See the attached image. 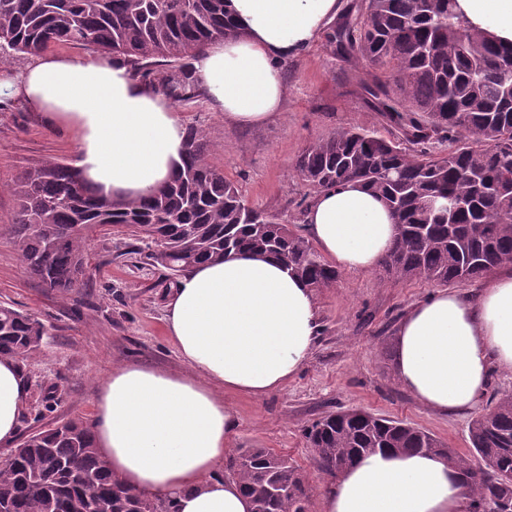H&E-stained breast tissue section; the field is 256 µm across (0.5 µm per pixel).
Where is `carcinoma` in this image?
<instances>
[{
    "label": "carcinoma",
    "mask_w": 512,
    "mask_h": 512,
    "mask_svg": "<svg viewBox=\"0 0 512 512\" xmlns=\"http://www.w3.org/2000/svg\"><path fill=\"white\" fill-rule=\"evenodd\" d=\"M226 0H0V52L36 55L60 45L108 53L174 103L200 96L190 60L237 26ZM357 15L333 28L347 47L367 104L396 129L336 131L306 147L294 163L313 190L359 181L397 220L398 236L381 267L399 281L437 285L472 281L512 265V46L470 30L453 0H361ZM197 126L185 130L177 173L145 198L104 197L74 186L77 169L45 162L6 184L18 201L13 227L24 270L50 290L65 291L85 271L87 241L106 227L140 243L160 269L154 287L167 297L195 266L230 254H267L314 289L328 288L336 268L280 215L246 203L210 157ZM458 199L448 210L430 202ZM42 321L0 305V357L24 363L38 354ZM321 473L331 477L377 452L421 453L455 468L468 512L512 505V393L495 399L469 425L471 448H447L409 423L358 409L329 414L306 429ZM90 478L78 482L73 471ZM254 512H308L305 475L288 457L264 448L229 458ZM7 512H174L173 502L133 493L98 454L92 427L71 419L24 433L0 461Z\"/></svg>",
    "instance_id": "carcinoma-1"
}]
</instances>
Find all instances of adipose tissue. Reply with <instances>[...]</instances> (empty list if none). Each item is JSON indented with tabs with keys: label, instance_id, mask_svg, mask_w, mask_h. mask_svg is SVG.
<instances>
[{
	"label": "adipose tissue",
	"instance_id": "1",
	"mask_svg": "<svg viewBox=\"0 0 512 512\" xmlns=\"http://www.w3.org/2000/svg\"><path fill=\"white\" fill-rule=\"evenodd\" d=\"M237 35L192 62L209 106L241 126L267 123L285 98L283 66L305 53L340 0H228ZM456 14L493 42L512 45V0H455ZM13 96L53 126L74 129V166L101 195L141 197L182 163L185 127L171 101L112 55L32 56ZM306 227L345 272L376 269L398 233L382 199L357 182L315 194ZM313 288L272 256L239 254L195 267L173 288L166 329L183 373L134 363L100 386L95 446L126 488L173 499L176 512H252L236 479L217 477L239 422L226 392L261 399L287 383L317 342ZM395 372L420 403L448 414L474 409L492 368L512 371V275L476 298L440 290L399 324ZM27 408V382L0 358V446ZM467 493L438 458L376 453L328 484L322 512H464Z\"/></svg>",
	"mask_w": 512,
	"mask_h": 512
}]
</instances>
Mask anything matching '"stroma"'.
Instances as JSON below:
<instances>
[{
    "label": "stroma",
    "instance_id": "obj_1",
    "mask_svg": "<svg viewBox=\"0 0 512 512\" xmlns=\"http://www.w3.org/2000/svg\"><path fill=\"white\" fill-rule=\"evenodd\" d=\"M284 80L283 110L262 125L236 126L204 105L176 112L184 125L205 129L216 147L212 163L239 186L249 205L289 217L290 231L301 235L305 227L296 219V205L311 201L314 192L293 172L298 155L342 128L363 126L386 138L393 128L366 106L349 57L334 53L327 37L289 61ZM75 148V132L48 126L23 103L13 100L0 110V305L35 315L50 328L24 375L29 389L51 384L54 402L39 413L26 410L23 432L72 418L93 421L99 387L116 366L184 368L166 330L167 301L154 286L157 272L133 253L131 237L94 234L86 271L65 292L44 288L22 267L12 228L17 200L4 185L44 161L73 163ZM436 290L424 280H393L378 268L340 273L333 287L316 291L320 333L304 367L263 399L225 394L239 418L232 450L266 448L288 456L311 486L309 512H322L329 480L314 464L305 430L327 414L362 408L415 424L467 451L472 412L447 415L424 407L393 369L401 319Z\"/></svg>",
    "mask_w": 512,
    "mask_h": 512
}]
</instances>
